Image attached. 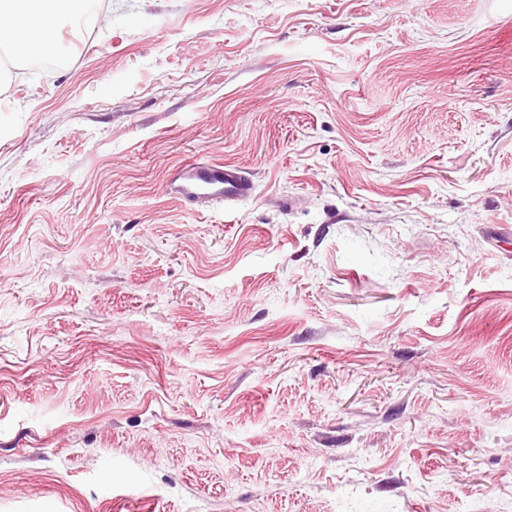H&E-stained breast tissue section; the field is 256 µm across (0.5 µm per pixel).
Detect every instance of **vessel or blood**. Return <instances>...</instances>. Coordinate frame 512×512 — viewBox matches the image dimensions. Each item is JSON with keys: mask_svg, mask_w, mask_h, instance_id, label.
<instances>
[{"mask_svg": "<svg viewBox=\"0 0 512 512\" xmlns=\"http://www.w3.org/2000/svg\"><path fill=\"white\" fill-rule=\"evenodd\" d=\"M168 188L186 202L220 200L228 206L253 193V184L241 169L212 162L181 168Z\"/></svg>", "mask_w": 512, "mask_h": 512, "instance_id": "vessel-or-blood-1", "label": "vessel or blood"}]
</instances>
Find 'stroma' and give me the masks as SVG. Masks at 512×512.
<instances>
[{
  "instance_id": "35a3bbf8",
  "label": "stroma",
  "mask_w": 512,
  "mask_h": 512,
  "mask_svg": "<svg viewBox=\"0 0 512 512\" xmlns=\"http://www.w3.org/2000/svg\"><path fill=\"white\" fill-rule=\"evenodd\" d=\"M53 53L0 65V512H512V0H98ZM168 188L185 202L220 200L224 206H232L253 194L252 181L241 169L212 162L181 168Z\"/></svg>"
}]
</instances>
